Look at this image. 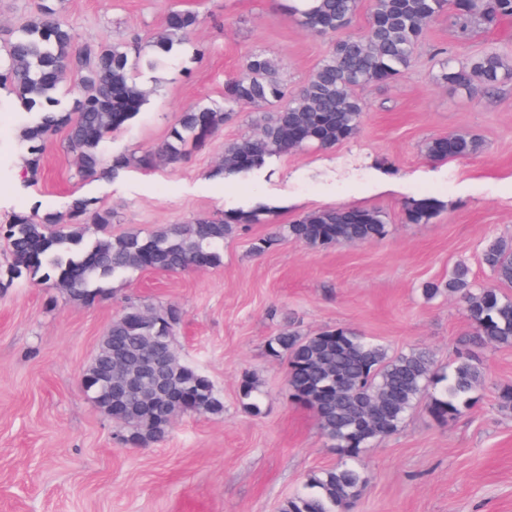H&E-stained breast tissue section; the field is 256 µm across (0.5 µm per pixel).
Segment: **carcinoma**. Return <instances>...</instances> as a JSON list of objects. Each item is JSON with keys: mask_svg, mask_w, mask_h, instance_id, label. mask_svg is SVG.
<instances>
[{"mask_svg": "<svg viewBox=\"0 0 512 512\" xmlns=\"http://www.w3.org/2000/svg\"><path fill=\"white\" fill-rule=\"evenodd\" d=\"M292 11L307 30L320 35L348 28L358 0H294ZM450 10L460 23L459 37L479 21L487 27L512 17V0H375L366 29L336 39L330 51L298 92L288 91L274 63L262 53L247 56L242 75L224 84V109L191 106L183 110L166 139L139 158L115 154L103 163L102 146L113 132L133 119L147 102L148 92L132 74L130 49L138 44L85 50V74L74 84L76 106L69 110L57 97L63 75L73 61L70 27L46 4L38 7L24 35L0 47V86L9 87L27 114L22 140L29 144L31 167L59 130L75 155L84 177H117L133 162L152 165L161 159L175 163L189 145L207 143L231 112L242 104L275 107L259 133L224 146V156L212 175L241 174L262 167L267 159L310 145L330 148L355 135L366 112L354 89L404 76L426 27ZM203 22L191 10H171L165 31L153 41L154 66L189 39ZM433 82L463 89L472 96L494 87L512 70L506 55L487 52L457 62L448 49L435 53ZM479 148L465 134L436 138L427 144L433 158H465ZM259 209L231 212L221 220L199 217L191 224H171L142 234L125 232L100 236L112 223V211L85 198H75L66 212L15 213L0 225L13 264L11 278L38 277L66 291L85 305L105 295L103 284L131 271L179 273L218 266L224 239L245 224H259ZM386 224L369 209H326L286 224L255 243V251L270 249L283 237L319 247L339 242L383 238ZM483 260L497 281L512 284V242L492 240ZM460 294L464 313L480 341L490 346L512 345V299L492 286H479L460 264L448 283L427 282L422 295L432 300L445 291ZM183 312L175 305L159 309L129 304L113 321L85 370L90 400L125 431L124 444L148 447L163 440L171 423L166 414L220 415L224 403L211 379L182 363L174 344V329ZM268 355L287 360L289 395L316 415L324 437L341 461L314 476L307 490L287 498L280 512H347L360 496L364 478L355 462L363 448L401 427L407 413L425 398L433 418L447 423L475 403L474 392L484 373L471 356H460L441 372L432 355L412 350L391 356L386 347L340 327L302 337L281 329L267 342ZM112 384H107V380ZM136 379L140 389L122 395L110 392ZM238 393L243 409L261 413L262 391L252 377L241 379Z\"/></svg>", "mask_w": 512, "mask_h": 512, "instance_id": "carcinoma-1", "label": "carcinoma"}]
</instances>
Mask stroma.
<instances>
[{
	"instance_id": "35a3bbf8",
	"label": "stroma",
	"mask_w": 512,
	"mask_h": 512,
	"mask_svg": "<svg viewBox=\"0 0 512 512\" xmlns=\"http://www.w3.org/2000/svg\"><path fill=\"white\" fill-rule=\"evenodd\" d=\"M289 4L52 0L79 49L150 37L175 8L204 19L157 66H148L152 49L142 46L134 74L150 96L107 140L104 155L144 153L189 106H223L225 81L256 51L278 62L282 82L299 91L332 39L303 28ZM440 48L463 62L488 51L512 59V18L473 26L462 39L441 14L407 74L358 88L367 111L356 135L222 179L212 171L225 144L254 133L264 107H238L211 141L177 163L102 180L78 173L62 130L30 170L20 107L0 90V224L16 212L66 210L75 197L112 210L115 234L267 210L263 223L225 240L219 266L131 272L107 280V296L91 307L50 282L9 280L0 240V512H279L312 476L340 461L313 411L289 398L284 362L267 354L269 338L288 325L304 336L350 328L393 355L428 350L441 367L467 352L484 372L470 411L441 424L419 402L396 433L363 450L366 484L350 512H512V411L497 400L499 387L512 384V346L481 344L458 296L429 301L419 291L460 263L476 283H492L483 247L512 240V75L477 98L450 90L430 78ZM461 132L480 140L477 153L427 155L428 141ZM424 203L429 219L409 222V211ZM335 207L380 211L387 237L315 248L283 239L253 252L257 239L280 226ZM131 303L182 309L175 346L224 402L223 414L180 417L146 448L122 445L119 429L81 388L101 336ZM247 374L263 389L258 416L239 401Z\"/></svg>"
}]
</instances>
